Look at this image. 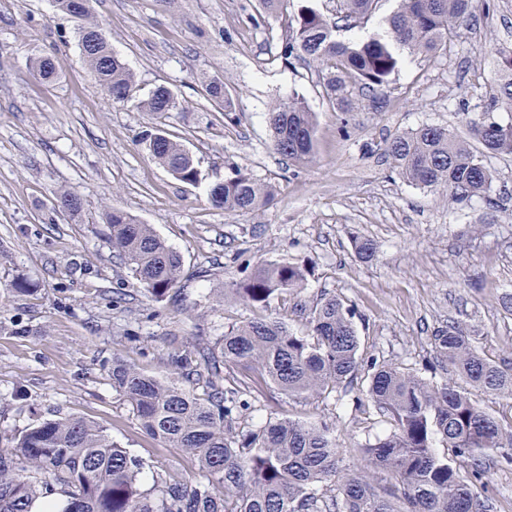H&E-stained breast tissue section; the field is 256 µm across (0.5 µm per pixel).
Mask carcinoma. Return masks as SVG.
I'll list each match as a JSON object with an SVG mask.
<instances>
[{"mask_svg":"<svg viewBox=\"0 0 512 512\" xmlns=\"http://www.w3.org/2000/svg\"><path fill=\"white\" fill-rule=\"evenodd\" d=\"M82 59L114 103L134 98L136 80L112 51L105 32L91 20L90 0H55L73 17ZM332 16L305 0H259L255 25L279 23L276 59L305 66L323 86L335 112L361 106L389 107L401 54L435 59L462 37L472 21L473 0H399L382 21L383 33L343 40L341 28H361L381 0H330ZM497 80L487 83L481 112L466 117L470 140L446 127L424 124L394 132L384 153L398 174L420 188L442 189L448 201L478 199L496 205L488 155H512V46L495 49ZM33 70L43 81L57 76L42 57ZM215 104L229 109L232 96L221 78L204 87ZM163 115L176 107L173 93L158 87L142 101ZM274 150L306 164L314 155L315 113L293 95L266 112ZM480 148L475 149L470 141ZM147 149L172 177L197 182L193 158L164 134ZM273 199L272 187L239 167L212 186L207 200L227 212H258ZM106 237L132 277L156 301L180 287L182 260L154 231L119 209L106 214ZM245 277L231 288H214L210 307L228 299L265 307L275 295L296 294L308 270L290 263L244 262ZM441 383L371 359L364 397L386 418L389 433L359 448L363 464L339 466L336 427L278 418L246 422L248 397L271 384L290 398H320L347 390L357 376L360 338L353 311L334 295L310 310L309 331L298 334L282 321L254 317L231 326L213 345L190 341L160 356L161 371L149 374L112 360V388L129 403L142 431L175 448L198 472L183 480L166 469L143 486L144 463L114 442L101 427L80 416L43 419L8 438L0 448V512H37L40 499L56 495L59 512H496L476 484L486 477L485 459L495 454L512 467V429L469 396L474 387L512 400V362L486 358L468 328L452 322L432 334ZM242 368L246 377L224 371ZM442 444L451 456L439 455Z\"/></svg>","mask_w":512,"mask_h":512,"instance_id":"cac0c4a2","label":"carcinoma"}]
</instances>
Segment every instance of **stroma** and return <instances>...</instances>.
Segmentation results:
<instances>
[{"label":"stroma","instance_id":"35a3bbf8","mask_svg":"<svg viewBox=\"0 0 512 512\" xmlns=\"http://www.w3.org/2000/svg\"><path fill=\"white\" fill-rule=\"evenodd\" d=\"M257 0H92V13L135 74V100H109L82 61L73 19L53 0H0V435L39 418L77 415L100 427L146 464L192 479L177 450L149 439L112 388V359L159 370L174 338L213 344L225 329L254 317L225 303L195 319L210 289L244 277V262L305 266L304 289L274 297L263 314L295 332L308 329L298 304L322 295L354 312L363 366L348 397L296 400L274 386L255 402V421L282 415L336 426L342 464L360 465L358 448L387 425L372 407H356L366 366L377 357L424 373L436 362L434 330L455 320L475 331L487 358L512 361V156L488 163L498 207L448 202L412 186L380 147L387 135L424 124L466 136V113L479 110L490 80L481 62L512 44V8L473 18L451 55L404 57L386 112L332 111L305 69L276 60L278 27H255ZM48 55L58 78L46 83L31 64ZM213 76L232 86L231 113L203 91ZM178 106L164 115L141 110L157 87ZM297 94L316 114L315 157L296 165L274 153L265 114ZM164 131L193 156L197 183L175 180L141 137ZM240 167L276 189L259 214L227 213L207 201L209 188ZM69 190L82 200L72 216L56 211ZM123 210L153 225L182 258L180 290L158 302L136 284L105 238V214ZM374 241L372 260L354 240ZM244 260H237V253ZM209 269L200 280L196 269ZM37 283L31 294L13 281ZM138 330L130 339L129 330Z\"/></svg>","mask_w":512,"mask_h":512}]
</instances>
